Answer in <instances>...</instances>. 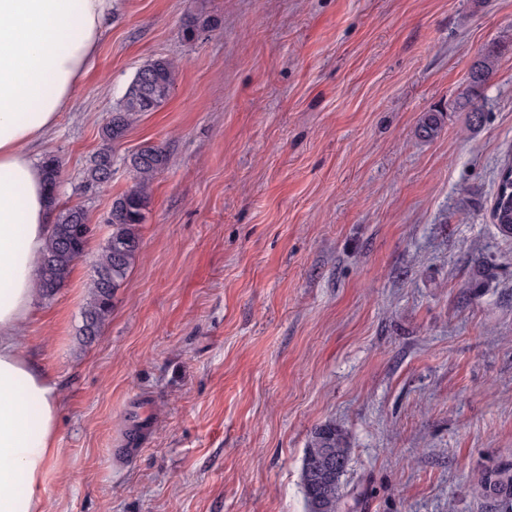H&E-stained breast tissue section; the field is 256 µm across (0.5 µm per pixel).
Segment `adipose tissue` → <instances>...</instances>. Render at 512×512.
<instances>
[{"label": "adipose tissue", "instance_id": "obj_1", "mask_svg": "<svg viewBox=\"0 0 512 512\" xmlns=\"http://www.w3.org/2000/svg\"><path fill=\"white\" fill-rule=\"evenodd\" d=\"M116 2L0 0V512H42L40 488L59 453L58 386L16 336L54 219L31 148L75 107Z\"/></svg>", "mask_w": 512, "mask_h": 512}]
</instances>
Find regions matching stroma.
<instances>
[{"mask_svg":"<svg viewBox=\"0 0 512 512\" xmlns=\"http://www.w3.org/2000/svg\"><path fill=\"white\" fill-rule=\"evenodd\" d=\"M207 19L185 38L190 15ZM499 51L474 125L458 102ZM170 97L83 172L136 70ZM39 158L112 232L124 158L165 146L141 249L92 341L89 258L34 302L20 352L57 380L43 512H305L310 432L351 437L354 512H480L512 457V239L490 221L512 147V0H119ZM439 119L434 136L419 129ZM152 435L114 455L130 408Z\"/></svg>","mask_w":512,"mask_h":512,"instance_id":"stroma-1","label":"stroma"}]
</instances>
